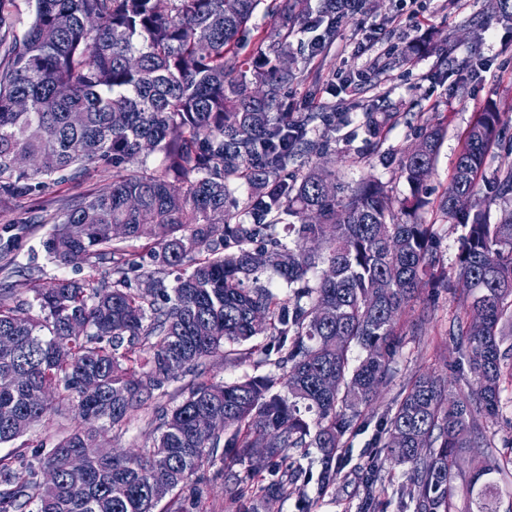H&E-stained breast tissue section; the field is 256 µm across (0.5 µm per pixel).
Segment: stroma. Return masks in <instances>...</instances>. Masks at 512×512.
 <instances>
[{"mask_svg":"<svg viewBox=\"0 0 512 512\" xmlns=\"http://www.w3.org/2000/svg\"><path fill=\"white\" fill-rule=\"evenodd\" d=\"M499 0H366L365 9L339 24L330 49L310 60L286 101L295 112H332L336 115L328 132L331 148L319 161L335 171L339 182L351 185L363 178L381 182L392 202L408 195L399 177L403 153L415 143L420 129L438 123L446 133L435 168L427 182L429 205L421 212L423 223L436 232L433 255L445 267H453L465 229L444 217L439 203L452 187L454 161L462 147L461 134L474 113L496 104L502 114L501 131L512 137V26L499 23ZM445 39L452 46L447 59L429 51V44ZM422 44L412 62H403L408 46ZM377 61L376 70L358 76L363 60ZM480 61L477 72L462 69L463 61ZM391 113L386 132L373 138L363 124L367 109ZM111 173L102 167L68 175L51 189L13 200L0 213V246L10 247L20 267L38 266L41 283L58 278L87 279L92 271L85 264L59 265L46 260L41 242L50 230L40 216L61 212L67 200L87 197L109 183ZM457 294L422 288L398 323L401 348L389 378L376 399L364 410V420L347 436L348 459L336 484L317 497L314 512H359L362 488L358 476L375 452L377 424L386 416L412 377L420 373L442 376L449 392L463 388L458 376L459 355L448 331L460 314ZM425 317L421 333L411 323ZM204 377L231 383L268 374L255 359L209 358ZM76 421L66 405L35 423L13 443L0 445V456L32 453L37 444L53 446ZM156 435L148 419H137L122 428H103L100 441L117 451L139 452L150 448ZM410 468L386 464L376 487V512H406L400 504V489L410 485ZM235 487L224 482L216 467L207 466L191 477L180 502L200 495L205 512H237Z\"/></svg>","mask_w":512,"mask_h":512,"instance_id":"35a3bbf8","label":"stroma"}]
</instances>
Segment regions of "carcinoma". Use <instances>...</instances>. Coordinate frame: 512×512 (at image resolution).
<instances>
[{"instance_id":"1","label":"carcinoma","mask_w":512,"mask_h":512,"mask_svg":"<svg viewBox=\"0 0 512 512\" xmlns=\"http://www.w3.org/2000/svg\"><path fill=\"white\" fill-rule=\"evenodd\" d=\"M261 2L0 0V205L61 183L72 167H112L100 193L40 219L53 224L47 256L89 264L96 285H42L30 273L10 288L15 304L0 305V375L17 379L0 389V444L25 434L57 398L79 419L30 459L0 457V512H155L202 467L255 455L268 476L224 473L237 487L238 512H258L291 489L298 512H311L308 486L321 495L336 483V449L389 375L398 320L424 286L461 291L464 312L450 335L475 386L448 397L439 376L409 383L379 427V458L361 477L364 504L376 507L390 463L410 466L415 512H452L453 470L468 454L478 461L467 512H499L496 476L512 455L495 450L481 419L500 412L512 385V211L491 220L478 192L488 149L512 153L500 113L490 105L465 129L440 201L467 228L448 270L433 259L434 225L419 221L442 128L425 129L402 156L410 194L397 213L371 179L341 193L334 175L304 170L329 152V140L312 132L331 115L281 109L301 75L295 30L313 34L312 57L365 0H273L267 30L252 24ZM248 39L253 58L239 56ZM18 99L27 107L14 108ZM363 119L379 137L385 117ZM152 152L163 154L162 167L134 165ZM17 156L41 165L18 168ZM241 180L251 189L242 205L234 196ZM486 183L494 196L512 197V167ZM286 216L292 248L279 238ZM114 224L125 225L124 240L112 238ZM125 241L145 242L148 262L131 260ZM263 268L288 284V298L245 287ZM73 320L84 335L70 333ZM258 336L266 337L261 363L280 373L201 379L209 357ZM176 374L193 379L168 410L156 400ZM151 407V448L116 455L98 445V424L121 426ZM212 414L224 415L230 435L202 427ZM290 448L320 449L318 473L290 459ZM74 454L85 462L80 480L68 471ZM43 469L55 471L53 482L38 480Z\"/></svg>"}]
</instances>
